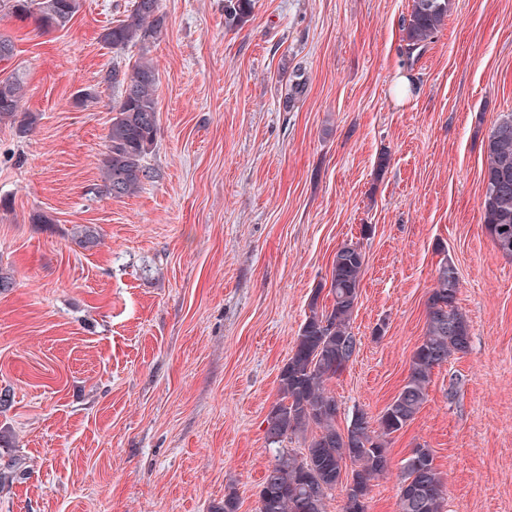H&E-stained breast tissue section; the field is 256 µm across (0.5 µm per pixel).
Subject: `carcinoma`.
I'll return each instance as SVG.
<instances>
[{"label":"carcinoma","mask_w":512,"mask_h":512,"mask_svg":"<svg viewBox=\"0 0 512 512\" xmlns=\"http://www.w3.org/2000/svg\"><path fill=\"white\" fill-rule=\"evenodd\" d=\"M159 0H134L124 18L104 29L101 41L114 49L137 46L142 55L131 72L112 69L109 80L121 89L112 106V121L99 158V192L113 199L138 193L155 177L145 165L158 134L155 100L157 72L149 47L163 24ZM81 0H0V11L19 20L32 19L44 31L66 27ZM452 0H411L404 30L409 52L433 40L445 25ZM253 0H224V26L235 29L251 15ZM27 94L23 74L0 77V122L17 125L27 134L37 116L21 112ZM487 166L479 203L481 221L495 247L512 258V113L501 115L484 142ZM73 240L84 249L100 243L96 228L82 225ZM364 254L360 243L345 242L331 263L329 304L322 289L309 302L288 361L278 376V398L265 419L264 436L274 455L263 476L257 512H327V499L337 486L344 492L343 512H366L372 481L387 470L391 436L415 419L427 401L432 371L470 343L468 321L456 306L459 278L449 261L440 263L427 302L424 336L411 357L410 372L392 402L371 424L366 414L353 416L346 429L336 425L338 404L328 383L353 360V315L360 299ZM302 437L303 448L283 446ZM402 467L398 512H447L446 482L426 446L413 449ZM352 467L351 479L343 471Z\"/></svg>","instance_id":"obj_1"}]
</instances>
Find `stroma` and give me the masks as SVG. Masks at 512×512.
Wrapping results in <instances>:
<instances>
[{
  "label": "stroma",
  "instance_id": "stroma-1",
  "mask_svg": "<svg viewBox=\"0 0 512 512\" xmlns=\"http://www.w3.org/2000/svg\"><path fill=\"white\" fill-rule=\"evenodd\" d=\"M131 0H82L62 30L0 12L27 76L19 134L0 123V512H256L263 420L315 289L343 243L365 269L359 350L328 387L337 427L377 420L409 374L439 262L460 280L466 352L388 446L367 512H397L400 468L431 448L448 512H512V259L480 219L482 144L512 112V0H453L407 58L411 0H159L157 176L95 195L137 49L101 34ZM306 85L285 107L293 72ZM413 93L398 104L392 82ZM97 103L81 106L79 90ZM41 212L49 223L34 224ZM96 227L86 250L71 234ZM253 0H225L224 26L235 29L242 25L252 13Z\"/></svg>",
  "mask_w": 512,
  "mask_h": 512
}]
</instances>
